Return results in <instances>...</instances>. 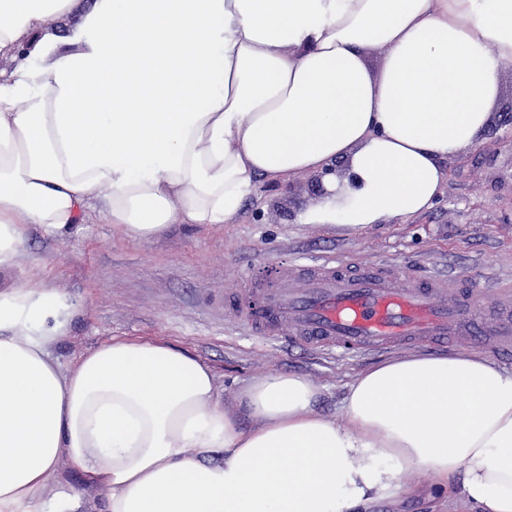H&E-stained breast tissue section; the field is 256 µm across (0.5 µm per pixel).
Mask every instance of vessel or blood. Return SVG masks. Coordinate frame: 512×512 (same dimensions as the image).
<instances>
[{"label":"vessel or blood","instance_id":"vessel-or-blood-1","mask_svg":"<svg viewBox=\"0 0 512 512\" xmlns=\"http://www.w3.org/2000/svg\"><path fill=\"white\" fill-rule=\"evenodd\" d=\"M446 283L388 263L295 264L268 283L243 278L224 308L258 334H284L303 347L340 355L420 344L512 348V301L488 309L479 298L480 282L463 278L453 290Z\"/></svg>","mask_w":512,"mask_h":512}]
</instances>
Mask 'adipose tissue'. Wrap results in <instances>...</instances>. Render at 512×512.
Here are the masks:
<instances>
[{"label":"adipose tissue","instance_id":"1","mask_svg":"<svg viewBox=\"0 0 512 512\" xmlns=\"http://www.w3.org/2000/svg\"><path fill=\"white\" fill-rule=\"evenodd\" d=\"M0 61L3 274L30 231L72 235L95 211L148 242L229 223L296 173L328 189L309 224L430 208L512 64V0H0ZM73 311L45 283L0 292V512H80L62 456L101 512H368L417 471L512 512V370L489 355L371 365L338 418L308 378L269 374L235 416L212 369L161 342L62 364ZM54 479L61 484L82 492L86 502L97 509L102 508V493L99 488L89 482L85 474L70 467L65 458H60L54 467Z\"/></svg>","mask_w":512,"mask_h":512}]
</instances>
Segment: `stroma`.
<instances>
[{
    "instance_id": "35a3bbf8",
    "label": "stroma",
    "mask_w": 512,
    "mask_h": 512,
    "mask_svg": "<svg viewBox=\"0 0 512 512\" xmlns=\"http://www.w3.org/2000/svg\"><path fill=\"white\" fill-rule=\"evenodd\" d=\"M512 64L502 71L498 96L480 144L445 160L447 180L436 203L409 217H390L363 232L302 217L319 202L316 177L298 173L262 181L228 224H174L149 242L90 215L80 233L46 240L31 233L26 257L0 276V290L26 281L62 288L76 305L54 353L66 364L113 337L161 341L206 362L224 389V408L255 379L296 373L320 386L316 408L339 411L343 387L377 354L339 357L254 334L224 315V296L239 276L269 277L273 268L340 258L348 262L395 261L417 276L450 269L484 277L485 301L495 287L512 282ZM42 258L32 264L30 255ZM416 490L378 503L375 512H477L461 495H448L429 475Z\"/></svg>"
}]
</instances>
